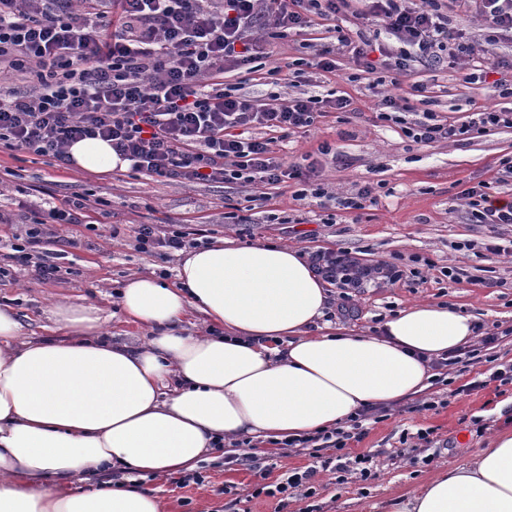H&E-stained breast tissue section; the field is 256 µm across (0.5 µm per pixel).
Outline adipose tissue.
<instances>
[{
    "mask_svg": "<svg viewBox=\"0 0 512 512\" xmlns=\"http://www.w3.org/2000/svg\"><path fill=\"white\" fill-rule=\"evenodd\" d=\"M69 154L79 173L121 165L100 139ZM328 302L301 250L219 237L182 253L174 282L127 277L122 311L149 332L134 348L107 336L94 305L55 302L53 336L36 339L0 307V512H161L142 479L193 471L220 437L289 440L414 398L475 337L470 315L430 302L376 334L315 332ZM192 312L216 334L185 333ZM112 470L126 485L93 486ZM387 512H512V433Z\"/></svg>",
    "mask_w": 512,
    "mask_h": 512,
    "instance_id": "adipose-tissue-1",
    "label": "adipose tissue"
}]
</instances>
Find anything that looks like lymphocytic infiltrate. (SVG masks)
<instances>
[{
	"label": "lymphocytic infiltrate",
	"instance_id": "lymphocytic-infiltrate-1",
	"mask_svg": "<svg viewBox=\"0 0 512 512\" xmlns=\"http://www.w3.org/2000/svg\"><path fill=\"white\" fill-rule=\"evenodd\" d=\"M363 4L404 51L383 50L380 70L409 71L412 63L431 65L484 57L483 43L467 40L451 27L446 13L410 0H0V72L29 73L23 89L0 91V143L55 162H70L67 146L85 138L111 143L132 171L173 181L260 183L300 182L296 199H319L315 163L288 165L279 157L272 133L288 136L311 127L324 109L341 111L348 102L307 89L276 107L229 90L207 87L205 79L253 64L270 39L307 27L312 17L333 18ZM382 120L401 125L406 137L425 145L471 132L512 128L511 110L472 113L461 125L442 122L432 112L405 123L408 99L386 97ZM86 200L75 195L62 205L41 202L32 211L12 249L21 263H33L37 278L55 277V265L33 261L54 224L81 223ZM136 251L169 257L193 245L181 224H138L132 229ZM312 271L338 291L339 315H349L354 294L393 286L408 273L396 261L361 262L344 249L308 252ZM373 409L350 418L349 428L316 432L292 440L308 448L322 468L333 469L337 483L375 478L372 454L353 455L346 447L363 435ZM259 481L253 496L275 500L283 512L295 492L312 497L314 470L287 480Z\"/></svg>",
	"mask_w": 512,
	"mask_h": 512
}]
</instances>
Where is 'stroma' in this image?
Here are the masks:
<instances>
[{
  "instance_id": "1",
  "label": "stroma",
  "mask_w": 512,
  "mask_h": 512,
  "mask_svg": "<svg viewBox=\"0 0 512 512\" xmlns=\"http://www.w3.org/2000/svg\"><path fill=\"white\" fill-rule=\"evenodd\" d=\"M379 40L392 51L402 48L381 33L373 21L340 15L315 19L312 26L266 45L257 68L225 74V87L236 94L287 102L298 92L291 81L271 83L272 68L304 64V79H320L327 90L347 98V111L326 112L306 132L277 141L287 161L308 155L317 160L328 193L316 200L295 199L272 186L190 183L152 178L131 170L111 174H77L44 158L0 146V266L10 273L0 279V305L10 306L26 337L44 336L48 309L56 301L99 307L107 332L138 342L146 329L125 324L118 306V290L134 273L173 278L176 260L163 261L135 251L130 228L135 224H186L205 230L208 238L224 237L241 244L263 240L303 251L343 248L369 264L399 258L415 269L412 284L395 285L354 296L352 316L333 317L332 323L371 333L388 315L416 302L445 303L475 316L484 331L512 328V224H475L463 192L487 186L491 197L512 201V178L504 175V161H512V128L471 133L464 140H441L429 145L407 138L399 125L380 120L383 96L409 98L416 112L430 111L451 124L466 121L484 109L512 108V98L498 96L488 85L469 87L458 80L472 68L469 60L457 68L414 65L396 83L376 84L374 75L353 71L346 56L336 58V70L312 68L318 46L335 47L337 29ZM374 189L375 203L347 210L345 197L363 185ZM80 194L87 199L86 224H56L43 250L58 266L55 278L37 279L31 267L10 262L8 244L20 231L23 203L46 199L55 203ZM502 246L501 255H488L485 245ZM455 270L449 280L447 270ZM476 372L456 366L444 381L432 384L428 401L446 400V407L414 411L413 400L388 407L382 420L364 423L361 440L350 441L351 454L376 455L379 476L368 484H337L333 471H318L312 480L314 498L291 496L285 512H305L308 503L323 512H374L399 494L416 492L447 462L468 463L491 437L512 432V389L494 388L467 394L460 387ZM485 424L475 433L472 418ZM433 429L434 463L423 464L419 452L402 444L404 434ZM231 449L208 454L199 463L202 484L178 487L172 478L152 481L163 512H227L233 496L244 495L240 512H274L270 500L247 499L255 476L248 467L231 462ZM253 456L270 464V481H283L312 464L307 452L270 444H254Z\"/></svg>"
}]
</instances>
